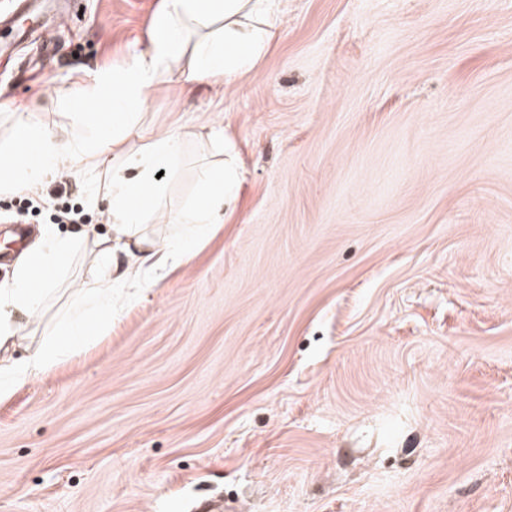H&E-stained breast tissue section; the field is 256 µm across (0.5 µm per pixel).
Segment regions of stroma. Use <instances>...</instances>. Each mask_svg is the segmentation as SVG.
<instances>
[{
    "mask_svg": "<svg viewBox=\"0 0 512 512\" xmlns=\"http://www.w3.org/2000/svg\"><path fill=\"white\" fill-rule=\"evenodd\" d=\"M161 0H42L53 58L0 51L33 122L149 42ZM235 83L163 85L185 135L145 232L176 235L209 134L241 165L224 224L109 328L0 399V512H512V0H282ZM25 196L76 238L33 341L91 279L113 165ZM80 224H58L62 204Z\"/></svg>",
    "mask_w": 512,
    "mask_h": 512,
    "instance_id": "1",
    "label": "stroma"
}]
</instances>
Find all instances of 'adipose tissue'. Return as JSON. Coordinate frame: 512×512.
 Wrapping results in <instances>:
<instances>
[{"label":"adipose tissue","mask_w":512,"mask_h":512,"mask_svg":"<svg viewBox=\"0 0 512 512\" xmlns=\"http://www.w3.org/2000/svg\"><path fill=\"white\" fill-rule=\"evenodd\" d=\"M281 24L279 0H163L153 20L147 47L118 70L87 74L62 102L79 115L80 126L40 127L17 113L14 140L35 149L20 163L0 172V192L38 194L46 178L82 164L97 168L108 152L121 147L137 128L148 98L170 79L181 89L223 86L250 72L264 57ZM216 143L226 154L223 164L201 173L194 205L180 215L187 232L160 243L139 231L147 214L145 202L157 197L159 172L174 171L182 155V138L171 132L125 152L122 165L98 197L112 235L98 244L95 262L105 281L78 288L69 312L25 359L10 358L27 336L53 292V272L62 270L76 247L68 237L44 232L15 263L10 279L0 283V397L28 382L71 353L89 334L92 321L112 317L113 287L137 285L136 269L179 259L214 225L224 221V205L238 194L240 179L231 145L223 135ZM129 268H120L118 255Z\"/></svg>","instance_id":"adipose-tissue-1"}]
</instances>
